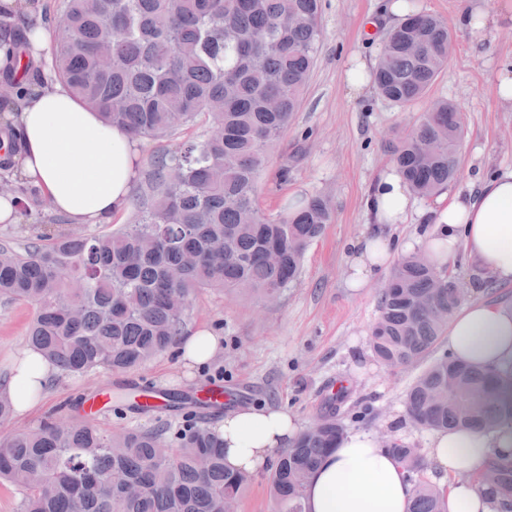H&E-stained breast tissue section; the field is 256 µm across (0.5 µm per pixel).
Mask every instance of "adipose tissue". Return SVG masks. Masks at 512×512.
Wrapping results in <instances>:
<instances>
[{"mask_svg":"<svg viewBox=\"0 0 512 512\" xmlns=\"http://www.w3.org/2000/svg\"><path fill=\"white\" fill-rule=\"evenodd\" d=\"M31 0H0V68L14 73L24 93L0 108V127L17 139L11 173L50 200L55 212L75 224H107L127 200L138 175L137 141L105 124L53 80L44 63L51 33L37 22L29 46L18 53L10 22L32 12ZM457 25L478 35L512 27V11L476 6L459 13ZM372 222L351 250L349 286L368 285L396 248L387 226L406 223L414 211L410 190L389 172L365 201ZM429 226L421 245L438 264L465 256L479 281L512 285V169L483 180L472 190L440 197L422 215ZM448 351L457 360L495 369L512 361V305L477 301L459 309L448 323ZM59 369L34 351L24 352L4 379L0 393L18 415L36 409ZM224 439V462L255 472L298 434L285 412L244 406L216 424ZM512 452V430H439L429 459L448 479V512H498L488 487L463 483L461 473H480L487 459ZM413 487L399 460L366 431L344 434L321 459L303 489L306 512H407Z\"/></svg>","mask_w":512,"mask_h":512,"instance_id":"adipose-tissue-1","label":"adipose tissue"}]
</instances>
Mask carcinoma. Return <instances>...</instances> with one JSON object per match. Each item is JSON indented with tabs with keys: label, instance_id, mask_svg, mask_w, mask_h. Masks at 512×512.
Instances as JSON below:
<instances>
[{
	"label": "carcinoma",
	"instance_id": "1",
	"mask_svg": "<svg viewBox=\"0 0 512 512\" xmlns=\"http://www.w3.org/2000/svg\"><path fill=\"white\" fill-rule=\"evenodd\" d=\"M407 4L373 73L399 109L427 94L453 42L445 20ZM320 13L321 0H99L94 13L85 0H62L54 75L78 101L135 138L173 136L201 116L209 127L151 161L132 223L72 236L53 216L25 247L0 243V297L33 307L30 348L66 374L128 372L176 344L198 293L265 299L297 280L330 223L329 201L314 195L269 217L259 178L302 104ZM464 128L463 113L441 99L394 136L388 152L412 193L433 197L456 179ZM438 271L420 251L393 268L370 337L382 365L419 362L447 332L461 288ZM342 401L336 392L275 454L272 512H304L309 475L343 435ZM404 404L418 429L512 425V365L487 370L444 355ZM391 451L414 483L408 512H448L445 489L423 477V449L396 439ZM252 480L224 465V440L189 415L176 429L113 433L52 415L0 439V483L18 490V512H236ZM476 481L512 512V457L491 458Z\"/></svg>",
	"mask_w": 512,
	"mask_h": 512
}]
</instances>
